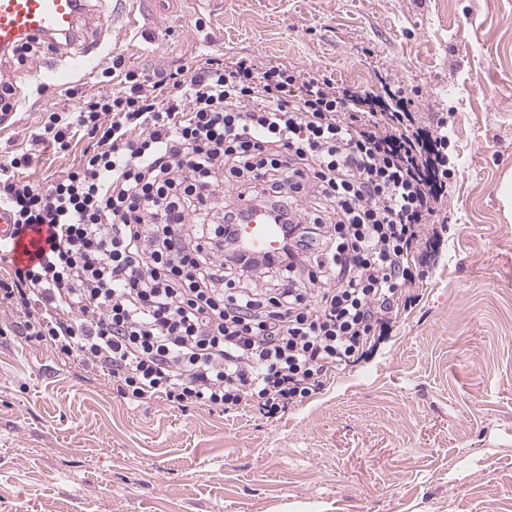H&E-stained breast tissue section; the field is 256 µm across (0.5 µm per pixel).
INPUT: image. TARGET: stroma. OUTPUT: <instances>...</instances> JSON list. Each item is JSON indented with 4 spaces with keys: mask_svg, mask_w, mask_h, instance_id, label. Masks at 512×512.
Returning <instances> with one entry per match:
<instances>
[{
    "mask_svg": "<svg viewBox=\"0 0 512 512\" xmlns=\"http://www.w3.org/2000/svg\"><path fill=\"white\" fill-rule=\"evenodd\" d=\"M107 58L69 91L0 58L27 110L0 155L53 178L87 147L33 139L47 111L116 92L114 57L149 72L252 55L381 93L448 124V222L389 336L273 419L126 404L107 378L17 336L0 307V512H512V0H94Z\"/></svg>",
    "mask_w": 512,
    "mask_h": 512,
    "instance_id": "35a3bbf8",
    "label": "stroma"
}]
</instances>
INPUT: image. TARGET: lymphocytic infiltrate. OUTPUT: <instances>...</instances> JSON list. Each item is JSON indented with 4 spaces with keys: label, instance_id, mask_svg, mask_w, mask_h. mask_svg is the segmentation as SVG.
<instances>
[{
    "label": "lymphocytic infiltrate",
    "instance_id": "lymphocytic-infiltrate-1",
    "mask_svg": "<svg viewBox=\"0 0 512 512\" xmlns=\"http://www.w3.org/2000/svg\"><path fill=\"white\" fill-rule=\"evenodd\" d=\"M122 91L48 113L37 138L78 165L24 176L0 158L14 234L45 238L0 278L27 341L106 376L125 402L270 419L388 335L448 201V129L380 94L207 59L153 75L112 61ZM273 209L280 254L235 243L245 203Z\"/></svg>",
    "mask_w": 512,
    "mask_h": 512
}]
</instances>
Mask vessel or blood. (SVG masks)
Returning a JSON list of instances; mask_svg holds the SVG:
<instances>
[{
  "mask_svg": "<svg viewBox=\"0 0 512 512\" xmlns=\"http://www.w3.org/2000/svg\"><path fill=\"white\" fill-rule=\"evenodd\" d=\"M89 10V0H0V55L25 44L46 47L48 55L31 71L34 80L56 90L68 87L74 79L93 68L99 46L81 40L80 22ZM82 44L79 65L62 69L56 57L63 46ZM245 253L271 257L281 250L280 225L258 214L249 215L237 228Z\"/></svg>",
  "mask_w": 512,
  "mask_h": 512,
  "instance_id": "vessel-or-blood-1",
  "label": "vessel or blood"
}]
</instances>
